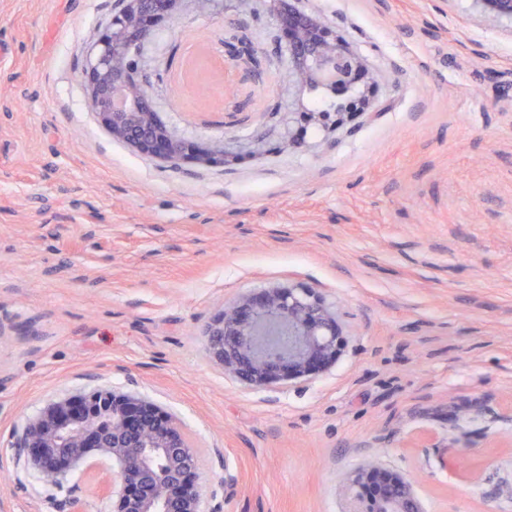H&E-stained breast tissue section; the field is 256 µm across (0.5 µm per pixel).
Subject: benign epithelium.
<instances>
[{
  "label": "benign epithelium",
  "mask_w": 512,
  "mask_h": 512,
  "mask_svg": "<svg viewBox=\"0 0 512 512\" xmlns=\"http://www.w3.org/2000/svg\"><path fill=\"white\" fill-rule=\"evenodd\" d=\"M112 15L84 70L85 87L102 127L132 150L178 165L192 160L223 166L253 157L265 139H199L163 123L146 100L142 68L155 24H178L189 14L212 15L220 0H124ZM486 14L512 21V0H474ZM288 46V84L340 86L357 101L346 112L288 113L282 147L305 141L296 125L341 126L367 108L373 75L331 24L299 12L293 0H273ZM253 50L224 42V64L249 76ZM208 359L254 388L305 381L341 356L346 338L336 310L307 288L274 287L230 301L203 327ZM481 402L452 405L456 422ZM17 447L51 479L95 460L112 463L111 512H202L199 451L177 422L152 400L126 391H91L49 404L25 424ZM349 512H425L413 483L369 460L346 477Z\"/></svg>",
  "instance_id": "benign-epithelium-1"
}]
</instances>
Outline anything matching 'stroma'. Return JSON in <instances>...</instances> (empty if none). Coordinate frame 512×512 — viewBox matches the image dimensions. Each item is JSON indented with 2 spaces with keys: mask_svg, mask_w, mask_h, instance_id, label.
Masks as SVG:
<instances>
[{
  "mask_svg": "<svg viewBox=\"0 0 512 512\" xmlns=\"http://www.w3.org/2000/svg\"><path fill=\"white\" fill-rule=\"evenodd\" d=\"M120 0H0V512H108L106 461L56 483L15 448L29 417L104 389L145 396L201 450L205 512H346L374 458L426 512H512V22L473 0H297L372 73L366 114L308 127L271 0L158 26L150 47L246 35L267 76L226 75L201 109L144 72L164 120L266 138L221 166H176L112 140L82 80ZM301 285L348 344L290 386L248 388L205 354L224 301ZM485 406L455 423L448 400ZM466 452L471 477L438 459Z\"/></svg>",
  "mask_w": 512,
  "mask_h": 512,
  "instance_id": "obj_1",
  "label": "stroma"
}]
</instances>
